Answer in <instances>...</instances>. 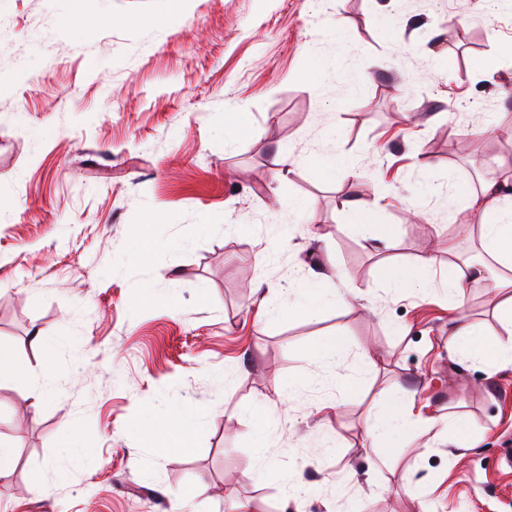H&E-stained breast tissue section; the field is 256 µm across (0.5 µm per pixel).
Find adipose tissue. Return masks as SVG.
<instances>
[{
	"mask_svg": "<svg viewBox=\"0 0 512 512\" xmlns=\"http://www.w3.org/2000/svg\"><path fill=\"white\" fill-rule=\"evenodd\" d=\"M472 204L483 214L480 231L487 254L506 270L505 275L497 277L491 285L498 298L495 315L512 325V203L501 199L499 184L491 179L486 181L481 194L473 198ZM476 334V329L468 325L451 330L448 334L449 356L463 353L495 370L512 367V340L489 343L477 339ZM194 426V418L177 413L167 420H147L143 431L153 448L167 451L178 448L182 437ZM411 426L437 436L449 430L448 425L436 418L413 414L400 398L375 403L366 419L367 434L375 443Z\"/></svg>",
	"mask_w": 512,
	"mask_h": 512,
	"instance_id": "1",
	"label": "adipose tissue"
}]
</instances>
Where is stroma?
Masks as SVG:
<instances>
[{
    "label": "stroma",
    "instance_id": "1",
    "mask_svg": "<svg viewBox=\"0 0 512 512\" xmlns=\"http://www.w3.org/2000/svg\"><path fill=\"white\" fill-rule=\"evenodd\" d=\"M177 9L0 0V344L23 373L0 379V512H172L189 489L181 512H512V367L447 350L454 316L504 332L469 197L512 187V61L477 71L512 45V0ZM428 253L486 268L456 310L387 281ZM347 280L358 298L315 319L259 313ZM330 334L347 354L325 369ZM397 396L467 416L465 448L414 429L372 446L367 411ZM177 411L197 425L155 453L144 414ZM346 354V346L341 336H331L316 346L313 357L323 367H333Z\"/></svg>",
    "mask_w": 512,
    "mask_h": 512
}]
</instances>
